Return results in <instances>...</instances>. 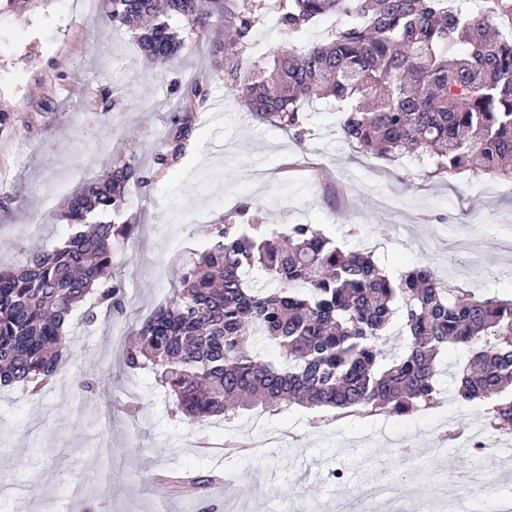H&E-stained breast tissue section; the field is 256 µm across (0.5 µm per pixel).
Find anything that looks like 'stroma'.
<instances>
[{"label": "stroma", "instance_id": "1", "mask_svg": "<svg viewBox=\"0 0 512 512\" xmlns=\"http://www.w3.org/2000/svg\"><path fill=\"white\" fill-rule=\"evenodd\" d=\"M109 0H50L35 19H0V265H24L60 246L59 215L84 180L135 160L116 240L112 281L124 313L87 298L67 323L74 338L62 371L37 393L0 385V512H199L205 500L232 512H283L321 502L364 512L362 489L399 479L405 512H420L442 485L467 512L512 498V433L473 466L467 437L490 432L491 404L462 403L454 376L467 352L439 358L434 402L400 415L363 416L296 404L239 411L196 427L176 416L150 369L130 371L123 351L165 304L175 269L212 240L225 215L241 222L312 224L343 250L372 252L392 276L431 267L442 282L512 299V184L470 172L426 177L352 151L340 115L309 103L303 139L254 119L224 83V25L207 38L183 33L172 63L143 64L132 34L108 17ZM204 91L176 162L174 107L192 82ZM94 319H87V310ZM95 380L88 391L78 383ZM402 448L422 455L404 472ZM174 472L207 478L194 494L169 487Z\"/></svg>", "mask_w": 512, "mask_h": 512}]
</instances>
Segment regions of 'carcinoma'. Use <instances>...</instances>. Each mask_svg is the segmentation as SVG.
Listing matches in <instances>:
<instances>
[{
  "label": "carcinoma",
  "mask_w": 512,
  "mask_h": 512,
  "mask_svg": "<svg viewBox=\"0 0 512 512\" xmlns=\"http://www.w3.org/2000/svg\"><path fill=\"white\" fill-rule=\"evenodd\" d=\"M111 2L109 19L134 31L149 68L182 50L175 22L207 37L223 0ZM261 14L290 35L324 16L341 23L328 42L284 48L260 64L224 48L225 83L255 118L300 138L303 105L330 98L356 152L387 161L417 153L434 161V175L471 171L512 182V0H494L490 12L456 0H258L253 10L224 12V26L244 42ZM200 96L196 82L176 105L185 113L179 141ZM132 182H143L132 161L86 182L62 215L63 244L21 269L0 268V384L26 388L55 375L69 350L66 320L87 297L123 313L119 286L107 277L114 238L127 230L115 218ZM212 235L125 356L130 369L155 370L175 414L203 425L236 407L299 402L408 415L433 401L437 356L451 344L468 351L456 398H496L490 425L512 429V300L449 288L428 267L391 277L373 254L346 252L312 224L277 231L226 217ZM253 270L271 287H251ZM396 315L408 344L391 357ZM257 332L279 362L249 347Z\"/></svg>",
  "instance_id": "cac0c4a2"
}]
</instances>
